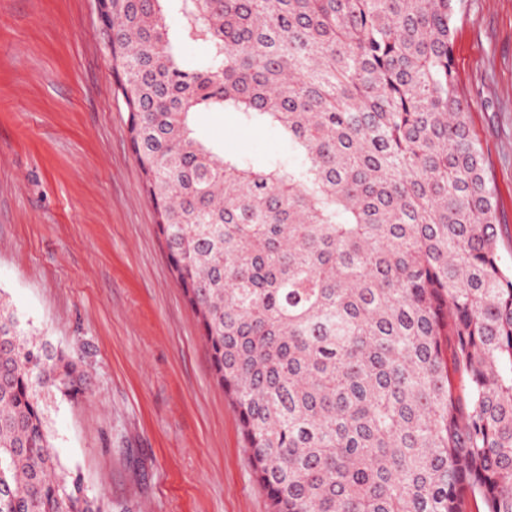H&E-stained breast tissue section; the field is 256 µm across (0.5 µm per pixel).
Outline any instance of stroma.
Returning a JSON list of instances; mask_svg holds the SVG:
<instances>
[{
  "label": "stroma",
  "mask_w": 512,
  "mask_h": 512,
  "mask_svg": "<svg viewBox=\"0 0 512 512\" xmlns=\"http://www.w3.org/2000/svg\"><path fill=\"white\" fill-rule=\"evenodd\" d=\"M454 27L512 271V0H458ZM192 127L240 155L281 148L233 111ZM143 183L98 0H0V297L82 358L83 393L45 406L63 467L113 512H269Z\"/></svg>",
  "instance_id": "35a3bbf8"
}]
</instances>
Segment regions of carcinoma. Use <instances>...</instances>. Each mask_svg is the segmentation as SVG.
<instances>
[{
    "label": "carcinoma",
    "instance_id": "1",
    "mask_svg": "<svg viewBox=\"0 0 512 512\" xmlns=\"http://www.w3.org/2000/svg\"><path fill=\"white\" fill-rule=\"evenodd\" d=\"M456 2L113 3L144 189L271 512H512V274ZM226 110L281 150L193 136ZM79 382L0 298V512H112L53 451L44 398Z\"/></svg>",
    "mask_w": 512,
    "mask_h": 512
}]
</instances>
